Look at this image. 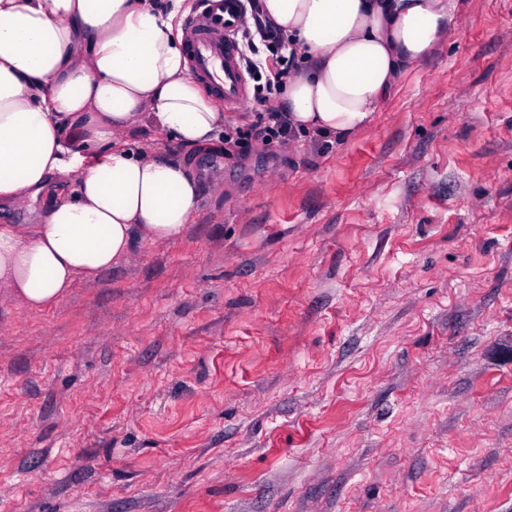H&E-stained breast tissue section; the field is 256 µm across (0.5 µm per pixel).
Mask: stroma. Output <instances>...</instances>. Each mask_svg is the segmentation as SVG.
<instances>
[{"mask_svg":"<svg viewBox=\"0 0 512 512\" xmlns=\"http://www.w3.org/2000/svg\"><path fill=\"white\" fill-rule=\"evenodd\" d=\"M460 12L358 134L133 133L199 209L0 300V512H512V0Z\"/></svg>","mask_w":512,"mask_h":512,"instance_id":"stroma-1","label":"stroma"}]
</instances>
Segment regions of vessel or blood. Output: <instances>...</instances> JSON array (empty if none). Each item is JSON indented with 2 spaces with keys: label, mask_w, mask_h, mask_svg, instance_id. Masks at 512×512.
Returning <instances> with one entry per match:
<instances>
[{
  "label": "vessel or blood",
  "mask_w": 512,
  "mask_h": 512,
  "mask_svg": "<svg viewBox=\"0 0 512 512\" xmlns=\"http://www.w3.org/2000/svg\"><path fill=\"white\" fill-rule=\"evenodd\" d=\"M242 0H207L186 27L188 63L227 110L238 109L249 97L241 51L235 33Z\"/></svg>",
  "instance_id": "obj_1"
}]
</instances>
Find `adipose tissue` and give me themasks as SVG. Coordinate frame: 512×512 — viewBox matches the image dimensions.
<instances>
[{
    "label": "adipose tissue",
    "instance_id": "obj_1",
    "mask_svg": "<svg viewBox=\"0 0 512 512\" xmlns=\"http://www.w3.org/2000/svg\"><path fill=\"white\" fill-rule=\"evenodd\" d=\"M454 0H260L300 66L297 132L342 138L384 111L456 25ZM186 0H0V299L41 312L144 245L184 237L201 185L185 159L132 145L147 125L218 150L224 114L188 67Z\"/></svg>",
    "mask_w": 512,
    "mask_h": 512
}]
</instances>
